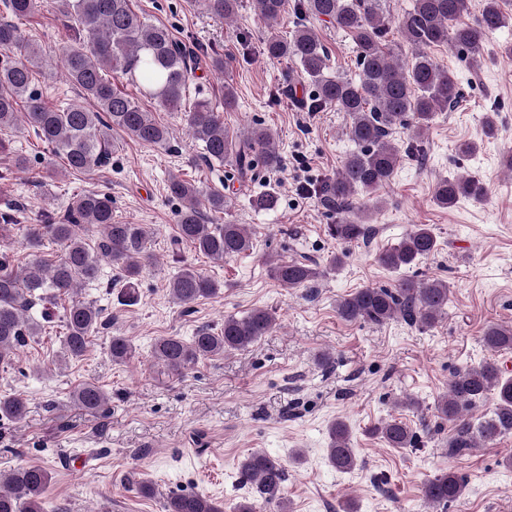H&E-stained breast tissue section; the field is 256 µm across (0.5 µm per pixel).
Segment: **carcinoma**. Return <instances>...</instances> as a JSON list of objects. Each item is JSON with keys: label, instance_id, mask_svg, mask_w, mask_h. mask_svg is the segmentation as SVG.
Instances as JSON below:
<instances>
[{"label": "carcinoma", "instance_id": "carcinoma-1", "mask_svg": "<svg viewBox=\"0 0 512 512\" xmlns=\"http://www.w3.org/2000/svg\"><path fill=\"white\" fill-rule=\"evenodd\" d=\"M131 0H61L63 13L73 17L75 41L62 52L64 75L95 109L79 104L56 108L40 97L33 87V70L43 64L37 45L25 39L18 24L0 20V131L21 125L33 129L64 168L89 172L106 164L112 153V130L120 129L137 141L154 146L170 143L169 128L157 123L153 113L141 107L134 96L114 87L105 78L108 72L127 77L142 86L145 95L162 106L178 110L190 77L191 57L171 31L139 17ZM206 10L219 18L234 16L241 0H202ZM258 17L267 28L262 54L272 59L291 60L300 78L317 87L311 108L331 105L349 118L348 136L356 145L341 167L322 180L320 199L340 214L330 225V236L342 243H357L367 233L364 209L354 203L358 192L372 193L393 179L400 163V150L391 134L402 129L410 138L424 136L438 112L454 106L462 97V87L454 73L441 68L427 48L450 44L456 47L468 67L482 65L489 35L506 26L509 13L501 0H483L471 22L459 18L469 11L470 0H412V6L398 21L402 44L411 50L404 62L401 53L388 46L383 36L391 24L384 0H297L293 10L329 22L353 37L358 78L331 76L329 55L317 30L300 24L289 38L276 27L288 0H254ZM12 17L32 16L34 0H4ZM25 100L26 111L17 110ZM188 137L202 145L207 158L230 159L243 177L256 172L254 155L259 153L267 168L281 162L276 137L266 127H255L246 136L232 139L224 120L207 99L196 101L186 112ZM170 194L181 201L177 214L175 243L185 242L215 263L253 249L252 232L246 224H207L201 207L217 214L224 212V194L218 191L201 197L196 184L174 176ZM484 187L469 175L439 180L432 199L440 208H452L462 198L478 199ZM100 228L104 241L92 247L86 235ZM150 231L142 224L112 221V197L89 192L80 196L63 214H47L43 223L32 224L27 243L32 258L22 267L11 265L7 254L0 255V366L7 367L27 339L40 335L41 324L29 311L39 303L67 300L63 308L61 360H79L87 352L90 339L105 328L101 309L82 300L83 285L96 280L102 262L119 270L120 300L133 305L138 300V281L145 267L153 264L147 248ZM60 249L47 260L39 254L43 239ZM437 236L428 224L414 226L401 240L382 250L377 260L384 268L400 273L392 287L360 288L337 300V314L348 322L385 325L402 321L421 330L433 327L448 316L451 288L440 278L419 279L407 274L419 261L437 251ZM274 279L285 288H307L325 274L320 264L309 259L268 258ZM221 284L201 272L186 267L168 282V292L177 304L190 309L201 299L219 294ZM276 322L275 313L255 308L243 316L230 315L215 330L209 326L194 336H162L153 346V357L164 372L180 375L200 360L229 351L246 350L267 335ZM481 342L489 356L477 365L457 371L448 382V391L435 404L438 416L448 421L451 434L448 454L463 457L476 448H489L512 434V377L499 366L496 356L512 353V324L487 326ZM112 361L126 363L134 354L126 336H110ZM73 403L90 413L104 411L109 394L99 385L82 383L71 392ZM493 400L489 414L474 419L470 412L486 399ZM27 399L16 394H0V420H20L27 413ZM370 433L390 448H411L417 436L394 418ZM327 456L336 471L345 473L357 466L351 433L341 421L329 429ZM240 476L254 491L253 500H244L236 512H263L258 503L274 505L288 512L285 497L286 469L266 453L253 452L239 463ZM51 472L42 465L0 473V512H44L43 503ZM465 480L452 470L427 480L422 499L432 508L459 500ZM165 512H223L217 502L200 493H179L167 498Z\"/></svg>", "mask_w": 512, "mask_h": 512}]
</instances>
